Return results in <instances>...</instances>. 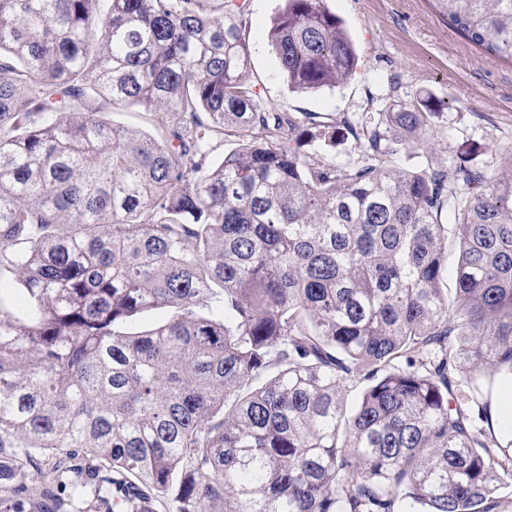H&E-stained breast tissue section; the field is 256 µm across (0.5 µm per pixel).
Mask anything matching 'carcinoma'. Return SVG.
<instances>
[{
	"instance_id": "cac0c4a2",
	"label": "carcinoma",
	"mask_w": 512,
	"mask_h": 512,
	"mask_svg": "<svg viewBox=\"0 0 512 512\" xmlns=\"http://www.w3.org/2000/svg\"><path fill=\"white\" fill-rule=\"evenodd\" d=\"M429 2L512 63V0ZM249 10L0 0V512H512V148L448 167L394 100L325 158L336 123L259 99ZM268 43L300 93L359 65L325 0Z\"/></svg>"
}]
</instances>
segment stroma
Here are the masks:
<instances>
[{
    "label": "stroma",
    "mask_w": 512,
    "mask_h": 512,
    "mask_svg": "<svg viewBox=\"0 0 512 512\" xmlns=\"http://www.w3.org/2000/svg\"><path fill=\"white\" fill-rule=\"evenodd\" d=\"M282 0H251L250 79L261 99L281 112L340 119L376 111L397 98L415 107L440 105L439 161L469 153L497 169L512 147V64L485 54L450 27L429 0H327L349 30L360 57L356 75L333 90L292 92L266 39Z\"/></svg>",
    "instance_id": "stroma-1"
}]
</instances>
